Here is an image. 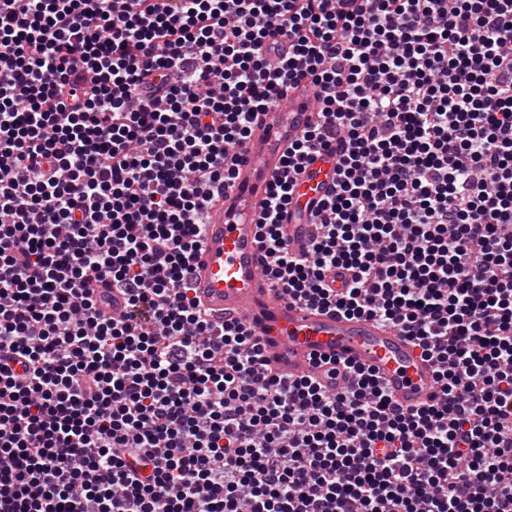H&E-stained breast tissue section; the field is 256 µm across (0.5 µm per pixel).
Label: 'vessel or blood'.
<instances>
[{"mask_svg":"<svg viewBox=\"0 0 512 512\" xmlns=\"http://www.w3.org/2000/svg\"><path fill=\"white\" fill-rule=\"evenodd\" d=\"M317 118L314 89L306 82L289 89L277 108L256 114L234 161L233 186L208 210L202 244L191 261L193 294L211 322L243 321L265 357L288 377L315 374V360L330 358L373 369L401 409L439 402L433 365L401 330L276 296L264 274L271 258L259 242L261 205L285 174L289 146ZM336 159L333 153L315 155L295 177L282 219L290 248L303 244L311 213L333 194Z\"/></svg>","mask_w":512,"mask_h":512,"instance_id":"obj_1","label":"vessel or blood"}]
</instances>
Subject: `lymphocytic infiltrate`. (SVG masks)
Instances as JSON below:
<instances>
[{
    "label": "lymphocytic infiltrate",
    "instance_id": "f902f5d3",
    "mask_svg": "<svg viewBox=\"0 0 512 512\" xmlns=\"http://www.w3.org/2000/svg\"><path fill=\"white\" fill-rule=\"evenodd\" d=\"M305 79L273 286L402 330L442 405L275 373L190 294L255 113ZM336 140L293 252L289 174ZM0 512H512V0H0Z\"/></svg>",
    "mask_w": 512,
    "mask_h": 512
}]
</instances>
